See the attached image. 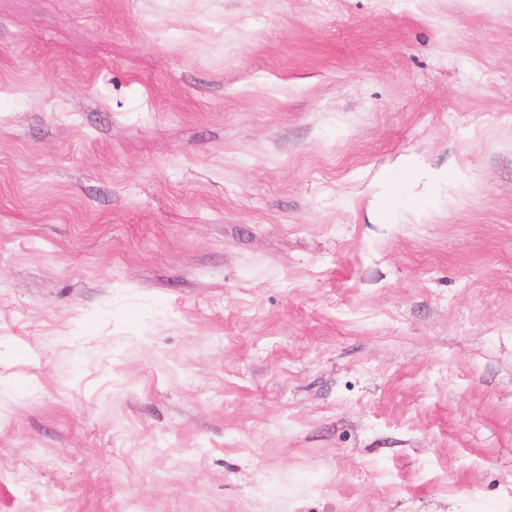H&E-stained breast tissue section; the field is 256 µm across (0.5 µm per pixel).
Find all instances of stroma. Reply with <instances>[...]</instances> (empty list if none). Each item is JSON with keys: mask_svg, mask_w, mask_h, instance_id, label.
Masks as SVG:
<instances>
[{"mask_svg": "<svg viewBox=\"0 0 512 512\" xmlns=\"http://www.w3.org/2000/svg\"><path fill=\"white\" fill-rule=\"evenodd\" d=\"M0 512H512V0H0Z\"/></svg>", "mask_w": 512, "mask_h": 512, "instance_id": "35a3bbf8", "label": "stroma"}]
</instances>
